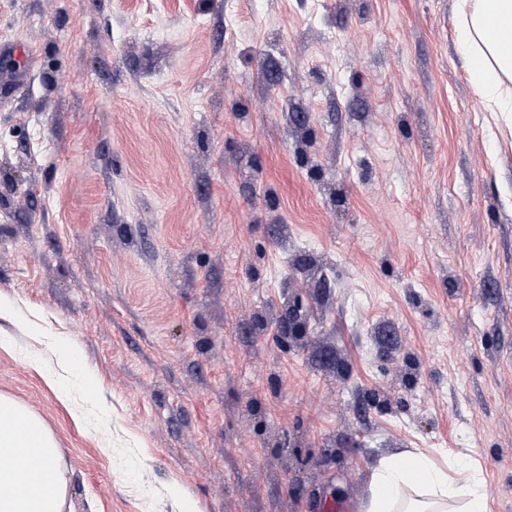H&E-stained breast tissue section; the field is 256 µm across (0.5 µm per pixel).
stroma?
I'll return each mask as SVG.
<instances>
[{
  "label": "stroma",
  "mask_w": 512,
  "mask_h": 512,
  "mask_svg": "<svg viewBox=\"0 0 512 512\" xmlns=\"http://www.w3.org/2000/svg\"><path fill=\"white\" fill-rule=\"evenodd\" d=\"M454 8L0 0V394L63 512H349L401 448L512 512V121ZM57 342L61 347L60 371H50L47 378L50 383L57 384L62 386V388H65L63 383V374L70 373L72 370L77 369L82 360L79 352L70 348L65 341L60 339ZM62 396L64 399L69 398V390L67 388L63 389Z\"/></svg>",
  "instance_id": "35a3bbf8"
}]
</instances>
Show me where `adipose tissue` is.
I'll use <instances>...</instances> for the list:
<instances>
[{
  "label": "adipose tissue",
  "instance_id": "adipose-tissue-1",
  "mask_svg": "<svg viewBox=\"0 0 512 512\" xmlns=\"http://www.w3.org/2000/svg\"><path fill=\"white\" fill-rule=\"evenodd\" d=\"M459 48L485 111L512 114V0H457ZM34 453L39 472L12 462ZM67 482L42 421L0 394V512H62ZM357 512H491L478 465L440 466L418 449L380 457Z\"/></svg>",
  "mask_w": 512,
  "mask_h": 512
}]
</instances>
